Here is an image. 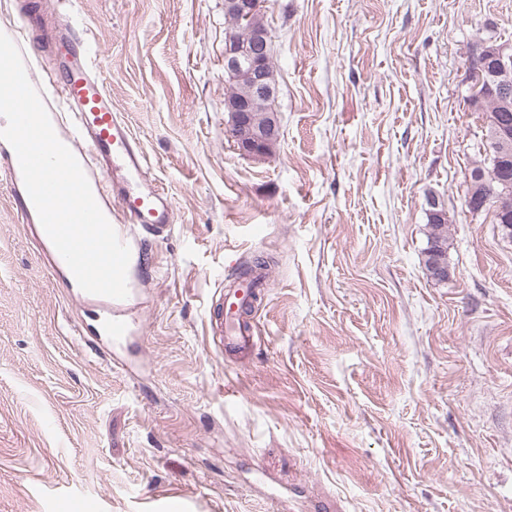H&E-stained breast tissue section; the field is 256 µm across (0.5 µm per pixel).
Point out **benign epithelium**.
<instances>
[{
    "label": "benign epithelium",
    "mask_w": 512,
    "mask_h": 512,
    "mask_svg": "<svg viewBox=\"0 0 512 512\" xmlns=\"http://www.w3.org/2000/svg\"><path fill=\"white\" fill-rule=\"evenodd\" d=\"M260 8V0H224V13L236 19H250ZM270 34L265 27L251 25L241 32H234L224 43V70L233 79L245 83L251 93L230 96L224 109L231 116L228 133L238 151L251 159L267 157L279 141L280 119L278 112L267 106L277 95V86L270 82ZM486 65L489 81L486 91L467 99L469 110L484 113L483 124L493 123L500 145H505L512 133L501 124V118L486 113L485 100L493 98L503 107L512 104V41L499 36L495 27L485 26V36L477 39L469 49L467 64ZM486 180V174L468 178L470 187L466 202L470 212L477 215L490 208L501 216L512 210V190L504 187L492 195L477 191ZM427 215L433 222L446 219L447 211L434 194L427 196Z\"/></svg>",
    "instance_id": "benign-epithelium-1"
}]
</instances>
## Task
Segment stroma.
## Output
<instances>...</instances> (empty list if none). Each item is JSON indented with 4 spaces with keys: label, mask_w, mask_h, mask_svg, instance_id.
<instances>
[{
    "label": "stroma",
    "mask_w": 512,
    "mask_h": 512,
    "mask_svg": "<svg viewBox=\"0 0 512 512\" xmlns=\"http://www.w3.org/2000/svg\"><path fill=\"white\" fill-rule=\"evenodd\" d=\"M261 11L281 121L262 161L227 134L224 0H50L31 33L38 53L84 25L175 221L125 227L116 344L0 170V512H512V239L464 197L469 46L488 21L512 41V0ZM258 257L262 338L230 361L209 308ZM427 215L432 222L444 221L447 217V211L434 194H428L427 196ZM428 219V225L431 229L428 247L426 248V260L425 267L429 275L433 276V267L438 263L448 264L447 252H448V236H447V224L432 223ZM127 286L129 294L125 299H112L104 296L93 295L82 290L86 297L89 296L101 298L112 303V313L102 319L101 327L105 336H112L113 341H122L126 339L131 333L130 324L126 321L121 313L126 303L130 300L133 292V288H130V284L128 282Z\"/></svg>",
    "instance_id": "stroma-1"
}]
</instances>
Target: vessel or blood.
Returning <instances> with one entry per match:
<instances>
[{"mask_svg": "<svg viewBox=\"0 0 512 512\" xmlns=\"http://www.w3.org/2000/svg\"><path fill=\"white\" fill-rule=\"evenodd\" d=\"M33 12V7H26L6 31L25 57L30 54L28 42L18 38L17 33L30 29ZM61 37L81 48L82 57L76 70L66 79H52L50 86L39 89L46 108H54L56 102L61 101L74 116L67 129L59 132V139L74 153L84 173L91 175L90 186L103 213H110L112 204H119L128 223L141 225L155 236L164 234L173 222L169 196L149 179L148 158L142 145L113 112L112 99L86 47L83 32L67 27ZM96 163L117 169L124 182L123 188L106 194L100 180L92 176V166ZM261 286V278L243 279L225 287L220 294L215 308L210 311L212 339L220 351L236 355L255 346L256 330L253 325L241 324L239 313ZM124 306V300H113L111 313L102 321L104 334L116 341L126 339L131 333L122 315Z\"/></svg>", "mask_w": 512, "mask_h": 512, "instance_id": "b4317fda", "label": "vessel or blood"}]
</instances>
